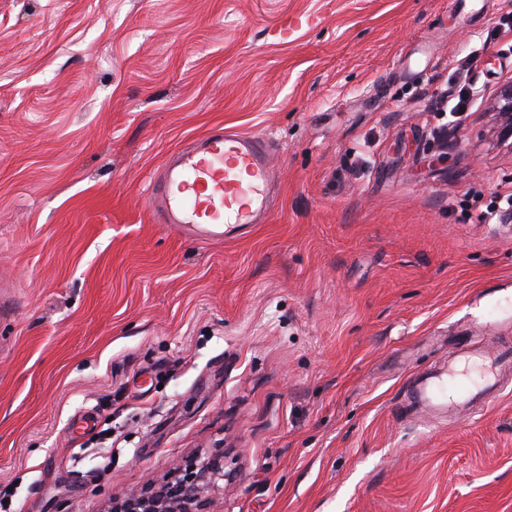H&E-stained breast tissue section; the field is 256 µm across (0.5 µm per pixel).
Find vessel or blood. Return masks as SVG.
Listing matches in <instances>:
<instances>
[{"label": "vessel or blood", "mask_w": 512, "mask_h": 512, "mask_svg": "<svg viewBox=\"0 0 512 512\" xmlns=\"http://www.w3.org/2000/svg\"><path fill=\"white\" fill-rule=\"evenodd\" d=\"M268 149L263 136L217 129L172 152L150 185L149 203L166 230L205 243L225 230L256 224L270 213ZM479 379L465 385L453 371L431 369L410 383L414 404L456 415L484 410L499 398L502 379L512 369V345L468 351Z\"/></svg>", "instance_id": "1"}]
</instances>
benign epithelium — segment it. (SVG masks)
Segmentation results:
<instances>
[{
    "label": "benign epithelium",
    "instance_id": "benign-epithelium-1",
    "mask_svg": "<svg viewBox=\"0 0 512 512\" xmlns=\"http://www.w3.org/2000/svg\"><path fill=\"white\" fill-rule=\"evenodd\" d=\"M503 118L500 136L512 138V84L504 86L495 103ZM174 480L151 492L130 489L112 503L110 512H213L208 493L228 479L224 465L216 459L172 463Z\"/></svg>",
    "mask_w": 512,
    "mask_h": 512
}]
</instances>
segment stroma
I'll return each mask as SVG.
<instances>
[{
    "instance_id": "1",
    "label": "stroma",
    "mask_w": 512,
    "mask_h": 512,
    "mask_svg": "<svg viewBox=\"0 0 512 512\" xmlns=\"http://www.w3.org/2000/svg\"><path fill=\"white\" fill-rule=\"evenodd\" d=\"M468 2L0 0V512H104L192 457L231 474L216 512H512V386L406 406L457 333L512 336V211L480 218L512 0ZM220 123L268 138L272 214L201 244L148 187ZM479 90L476 85L463 84L459 86L455 91L448 92V88L442 89L437 94V98L445 99L448 98V104L454 100L455 104L451 108L450 114L452 117H458L460 114L468 109L472 99L479 94Z\"/></svg>"
}]
</instances>
